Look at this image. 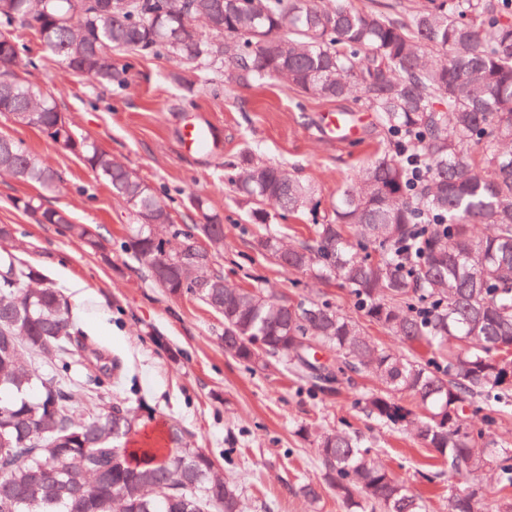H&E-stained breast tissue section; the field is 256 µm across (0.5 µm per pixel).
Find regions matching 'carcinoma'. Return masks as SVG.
<instances>
[{
	"mask_svg": "<svg viewBox=\"0 0 512 512\" xmlns=\"http://www.w3.org/2000/svg\"><path fill=\"white\" fill-rule=\"evenodd\" d=\"M35 31L74 74L120 88L112 53L161 54L173 84L194 92L198 69L251 85L281 79L300 97L350 100L377 114L390 149L376 153L328 210L295 172L248 149L224 168L252 220L309 215L314 236L285 244L270 231L251 249L334 280L357 315L326 300L290 303L215 270L224 224L201 198L203 223L177 228L170 206L112 151L75 131L55 98L19 72ZM0 112L82 157L128 206L124 249L170 296H195L224 318V351L263 370L287 368L332 393L368 373L363 414L405 425L460 486L448 512H512V449L494 415L512 408V12L502 0H424L404 15L346 0H0ZM418 153L411 180L401 155ZM0 174L53 192L59 175L0 135ZM41 224L97 245L95 232L35 200ZM211 250L204 253L197 241ZM405 346H377L363 322ZM76 316L43 270L0 254V512H240L239 491L177 428L166 447H128L139 409L103 402L117 386L67 384ZM91 407L76 416L78 402ZM322 482L345 512H427L378 460L375 444L336 428L318 436ZM497 496L491 498L485 480Z\"/></svg>",
	"mask_w": 512,
	"mask_h": 512,
	"instance_id": "1",
	"label": "carcinoma"
}]
</instances>
